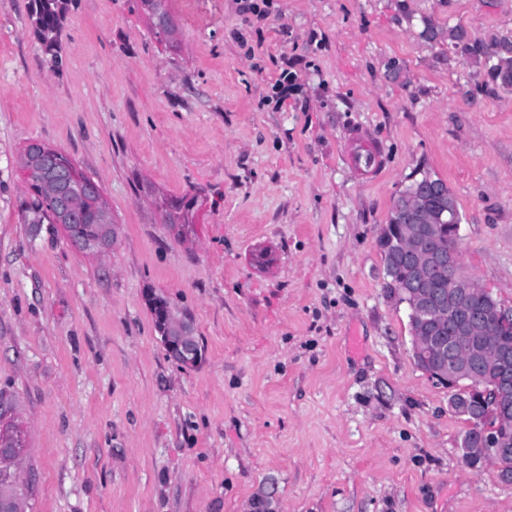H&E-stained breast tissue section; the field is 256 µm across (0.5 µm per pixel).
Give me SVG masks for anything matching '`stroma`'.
<instances>
[{"label": "stroma", "mask_w": 512, "mask_h": 512, "mask_svg": "<svg viewBox=\"0 0 512 512\" xmlns=\"http://www.w3.org/2000/svg\"><path fill=\"white\" fill-rule=\"evenodd\" d=\"M138 2L70 0L55 72L33 0H0V399L31 512H512L463 465L378 244L431 170L464 272L512 305V88L421 35L512 38V0H170L166 45ZM34 140L101 185L107 255L33 223ZM373 145L365 182L346 155ZM150 291L194 315L197 364ZM157 301L165 304L168 301L164 298L147 299L155 326L161 316L159 335L168 357L180 365H194L201 355V346L195 334V317L186 310H175L171 306L162 313L164 307L158 306Z\"/></svg>", "instance_id": "obj_1"}]
</instances>
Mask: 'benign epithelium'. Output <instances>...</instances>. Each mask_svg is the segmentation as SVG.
I'll return each mask as SVG.
<instances>
[{
  "mask_svg": "<svg viewBox=\"0 0 512 512\" xmlns=\"http://www.w3.org/2000/svg\"><path fill=\"white\" fill-rule=\"evenodd\" d=\"M57 150L39 142L28 143L21 162L26 177L35 171L53 187L48 198L50 210L61 225L73 222L78 199L94 197L103 203V191L94 180L75 167H61ZM103 224L97 237L74 238L71 245L79 252L105 254L112 247L115 225L106 207H101ZM397 223L405 225V239H390L387 249L403 260L408 277L401 290L409 304V324L413 357L422 371L436 384L448 388V409L467 418L458 449L466 467L475 469L488 462L512 455V432L501 424L490 423L476 409L473 398L512 410V353L488 351L477 340L484 331L485 315L464 305L476 287L475 281L459 268L460 225L448 220V237L438 233L436 222L444 211L423 214L419 194L401 198L395 205ZM160 340L170 359L184 366L195 364L201 346L195 334V317L186 310L167 307L160 318ZM461 379L475 382L468 397H453ZM11 431L0 429V473L12 475V482L0 481V512H25L16 486L24 483L19 473L20 450L9 439Z\"/></svg>",
  "mask_w": 512,
  "mask_h": 512,
  "instance_id": "7a95c632",
  "label": "benign epithelium"
}]
</instances>
